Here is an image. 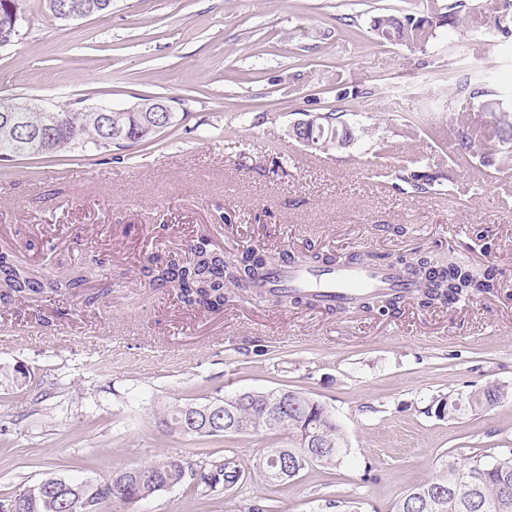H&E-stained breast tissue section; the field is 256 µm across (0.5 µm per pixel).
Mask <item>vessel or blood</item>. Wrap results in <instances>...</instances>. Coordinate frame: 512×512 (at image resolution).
Returning a JSON list of instances; mask_svg holds the SVG:
<instances>
[{
    "mask_svg": "<svg viewBox=\"0 0 512 512\" xmlns=\"http://www.w3.org/2000/svg\"><path fill=\"white\" fill-rule=\"evenodd\" d=\"M270 287H288L313 295L339 308L351 307L364 293L392 290L412 295L417 285L402 269L368 264H340L330 268L299 264L285 270H274Z\"/></svg>",
    "mask_w": 512,
    "mask_h": 512,
    "instance_id": "vessel-or-blood-1",
    "label": "vessel or blood"
}]
</instances>
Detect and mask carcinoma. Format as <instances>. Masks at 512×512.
I'll list each match as a JSON object with an SVG mask.
<instances>
[{
  "mask_svg": "<svg viewBox=\"0 0 512 512\" xmlns=\"http://www.w3.org/2000/svg\"><path fill=\"white\" fill-rule=\"evenodd\" d=\"M72 10L83 11L90 3H95L96 13L103 15L112 8V0H69ZM458 5L448 6V12L432 23L412 14H388L375 20L397 34V40L415 44H425L432 36V30L457 22L454 10ZM13 102L0 103V160L8 161L16 157H49L64 152L84 150H109L114 145L121 146L126 142L132 144L150 139L160 129V114L154 112H114L112 125L102 124L96 112H79L74 107H57L53 112H13ZM482 110L495 124L499 140L504 146L495 150L497 159L495 170L501 174H512V110H507L494 100L482 104ZM461 152L456 162L464 163L471 158L472 150L476 149L475 137L469 132L458 133ZM395 179L408 185L417 194H426L434 190L437 179L420 167L411 164L403 165L395 170ZM432 262L430 257L420 255L408 261L404 258L396 260L403 266L407 275L418 284L417 303L420 307L435 305V300L442 298L455 301L462 293L473 291L477 294H491L498 287L493 269L475 276L463 265H452L439 274L428 277L423 275L424 269ZM276 260L256 249H248L232 261V271L224 273V262L210 259L206 253L204 240L190 246V256H171L163 262H155L143 267L144 277L149 284L159 288H172L178 300L190 308H203L218 311L224 307L225 291L238 290L251 292L258 296L268 294L280 304L294 306L306 304L320 307L322 302L310 295L287 288L267 289L272 266ZM84 285V279L77 277L65 283L58 282L45 274H40L22 263L0 255V305L5 307L13 302L24 299L28 295H40L57 292L63 288L76 289ZM404 301L400 295H368L360 300L362 307L372 310L370 304H383L382 312L388 313L398 309ZM503 397V391L497 386H489L480 391L471 392L462 403L460 410H487L495 406ZM191 403L174 404L167 408L163 422L176 430H181L183 417ZM240 419L251 431L259 429L288 430L291 446L288 448H267L252 464L253 472L270 484H284L272 468L273 458L288 451L296 455L306 452L302 448L301 414L286 412L279 422L271 425L266 416L255 409L238 410ZM321 432L334 440V447L317 449L312 464L324 468H334L346 455L347 449L342 447V431L331 419H326ZM182 464L179 457H166L143 465L146 473L173 486L181 483ZM463 469L473 474V483L469 486H454L456 469ZM240 463L234 457H224L219 465L203 469L200 482L196 485L198 494L208 497L214 493L226 491L236 484V473ZM76 490L71 497L79 495L89 498L99 512L98 506L107 502L104 486L107 484L123 485L127 489L126 502L140 500L143 493L153 495L151 480H139L133 470L124 469L113 472L102 480L82 479L68 480ZM414 496L403 497L394 504V512H472L469 508L472 497L482 503L479 512H512V454L494 457L490 461L481 455L470 457L467 463L448 460L441 464L438 474L432 479L418 485L413 490ZM26 512H69L63 497L58 495L53 500H31Z\"/></svg>",
  "mask_w": 512,
  "mask_h": 512,
  "instance_id": "carcinoma-1",
  "label": "carcinoma"
}]
</instances>
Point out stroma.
I'll use <instances>...</instances> for the list:
<instances>
[{"mask_svg":"<svg viewBox=\"0 0 512 512\" xmlns=\"http://www.w3.org/2000/svg\"><path fill=\"white\" fill-rule=\"evenodd\" d=\"M27 3L21 40L0 48V98L120 110L154 96L181 119L146 143L0 161V251L91 278L0 307V498L165 456L252 464L287 430L224 439L161 423L178 401L239 391L304 392L341 426L346 459L213 497L187 480L100 512H247L256 497L273 512H391L442 455L512 449V176L454 162L459 130L499 145L480 102L488 91L512 107V0H465L458 25L425 44L373 31L420 0H112L77 21ZM327 112L352 142L315 154L289 137ZM386 142L397 154L376 158ZM408 160L440 175L435 192L395 180ZM202 238L292 257L419 249L494 267L499 289L444 307L409 299L397 314L240 292L211 313L142 274ZM489 385L505 392L492 410H430Z\"/></svg>","mask_w":512,"mask_h":512,"instance_id":"1","label":"stroma"}]
</instances>
